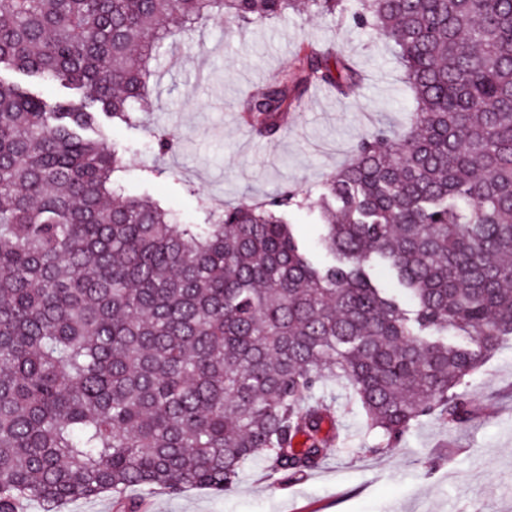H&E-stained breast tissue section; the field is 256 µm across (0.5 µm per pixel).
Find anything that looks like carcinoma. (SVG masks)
I'll list each match as a JSON object with an SVG mask.
<instances>
[{
	"mask_svg": "<svg viewBox=\"0 0 512 512\" xmlns=\"http://www.w3.org/2000/svg\"><path fill=\"white\" fill-rule=\"evenodd\" d=\"M0 0V512L132 487L228 491L261 457L297 477L339 445L345 379L375 452L469 414L468 377L512 338V0ZM348 17L392 43L415 110L363 135L312 201L287 190L190 223L127 190L151 61L188 27ZM337 51L302 49L247 95L269 139ZM318 212L330 261L288 219ZM384 263L399 287L372 281Z\"/></svg>",
	"mask_w": 512,
	"mask_h": 512,
	"instance_id": "cac0c4a2",
	"label": "carcinoma"
}]
</instances>
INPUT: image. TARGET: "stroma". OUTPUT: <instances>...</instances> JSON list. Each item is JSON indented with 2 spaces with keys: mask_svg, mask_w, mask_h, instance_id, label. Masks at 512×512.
Here are the masks:
<instances>
[{
  "mask_svg": "<svg viewBox=\"0 0 512 512\" xmlns=\"http://www.w3.org/2000/svg\"><path fill=\"white\" fill-rule=\"evenodd\" d=\"M307 42L340 48L361 87L349 98L310 87L278 139H253L239 120V98L289 69ZM175 50L152 63L154 111L140 128L117 127L108 136L128 148L132 192L141 190V169L161 167L164 175L149 184L150 193L196 223L203 220L200 195L235 204L286 189L319 193L362 135L403 130L415 107L391 44L348 19L289 14L203 26L180 37ZM162 131L177 140L165 156L152 150ZM349 392L343 381L321 387L336 402L345 441L307 475H276L257 459L227 492L190 488L173 496L133 488L127 496L139 503L138 512H512L511 340L471 377L466 420L422 418L381 453Z\"/></svg>",
  "mask_w": 512,
  "mask_h": 512,
  "instance_id": "obj_1",
  "label": "stroma"
}]
</instances>
